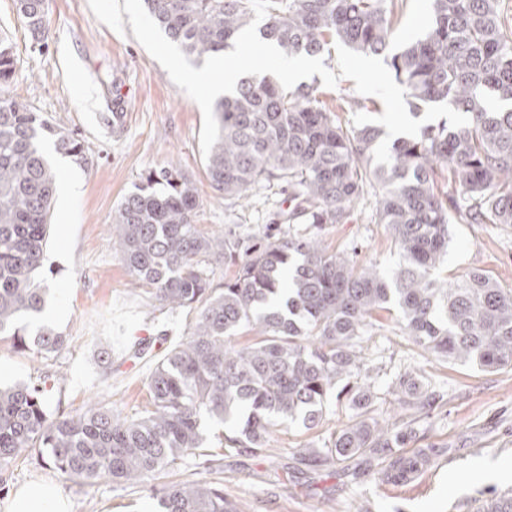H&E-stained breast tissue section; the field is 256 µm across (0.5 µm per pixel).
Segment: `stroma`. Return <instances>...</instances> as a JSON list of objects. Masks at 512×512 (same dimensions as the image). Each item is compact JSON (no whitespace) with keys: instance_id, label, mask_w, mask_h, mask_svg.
<instances>
[{"instance_id":"obj_1","label":"stroma","mask_w":512,"mask_h":512,"mask_svg":"<svg viewBox=\"0 0 512 512\" xmlns=\"http://www.w3.org/2000/svg\"><path fill=\"white\" fill-rule=\"evenodd\" d=\"M430 5V0H403L395 46L423 35ZM47 20L48 35L41 43L18 18L14 0H0V39L11 42L16 57L15 73L0 90L86 147V161L78 165L56 153L52 140L43 143L59 181L75 182L77 188L52 200L42 268L50 296L44 311L25 322L27 335L46 327L66 336L68 345L42 359L32 349L0 339V385L49 371L61 378L49 394L50 404L76 412L95 400L125 418L142 411L147 379L165 354L160 348L132 359L138 332L167 336L174 345L187 336L193 317L184 311H151L134 285L108 233L123 197L148 170L177 163L197 188L196 222L203 231H231L262 244L267 233L285 229L292 202L278 184L252 187L246 198L231 202L211 187L200 150L199 106L133 33L122 35L99 22L88 0H49ZM308 84L327 107H335L341 97L366 104L371 116L384 111L381 99L357 93L352 80L343 78L328 88L316 75ZM116 112L126 115L118 126L112 123ZM319 236L329 252L356 253L363 264L386 270L398 259L387 225L375 221L370 193L352 221L323 225ZM475 269L512 288V225H452L444 273L455 280ZM363 348L379 418L395 415L388 388L404 372L419 373L440 388L443 399L430 417L416 423L413 445H436L442 455L415 480L395 485L377 481L376 459L336 462L327 446L347 423L349 411L346 400L332 397L315 429L285 423L275 427L262 450L225 449L217 476L239 512H468L490 491L512 490V369L483 371L439 361L408 342L384 313ZM305 444L313 445L315 454L302 452ZM31 481L60 487L71 512H161L159 498L147 489H119L107 479L82 485L44 465L36 451L12 463L7 483L0 486V505Z\"/></svg>"}]
</instances>
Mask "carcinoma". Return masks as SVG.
I'll use <instances>...</instances> for the list:
<instances>
[{
    "label": "carcinoma",
    "mask_w": 512,
    "mask_h": 512,
    "mask_svg": "<svg viewBox=\"0 0 512 512\" xmlns=\"http://www.w3.org/2000/svg\"><path fill=\"white\" fill-rule=\"evenodd\" d=\"M165 35L188 55L224 51L254 19L249 0H143ZM258 25L261 38L289 55L316 56L341 41L383 56L418 109L448 103L469 118L448 128L442 117L415 137L395 139L389 164H376L380 131L343 124L312 90L287 91L265 75L242 78L214 104L220 136L207 157L211 186L228 200L276 181L291 189L287 228L275 240L203 232L194 223L195 185L170 162L150 169L127 194L110 225L112 245L136 284L159 310L195 313L185 340L173 346L147 383L148 406L130 418L91 403L76 414L45 411L47 374L0 389V475L25 452L49 450L53 468L88 486L150 484L163 512H237L221 481H153L184 458L221 470L207 446V418L232 422L226 447L255 452L278 421L306 430L325 418L332 392L353 414L327 451L338 462L371 456L378 479L405 483L430 467L439 450L405 451L413 421L375 417L376 393L360 356L380 312L394 314L405 336L448 364L481 370L512 367V288L476 269L454 282L441 275L449 224H512V27L502 0H432L425 35L392 51L398 0H279ZM33 33L46 31V0H15ZM15 70L11 44L0 41V85ZM77 163L85 148L26 104L0 95V335L26 344L19 321L41 312L48 215L57 174L42 143ZM372 190L378 223L389 227L400 256L387 273L370 262L331 253L322 224H346ZM235 266L224 287L213 264ZM259 329L251 344L232 338ZM38 354L61 351L66 337L36 334ZM399 405L430 412L438 391L418 375L396 378ZM481 512H512V494L496 493Z\"/></svg>",
    "instance_id": "carcinoma-1"
}]
</instances>
